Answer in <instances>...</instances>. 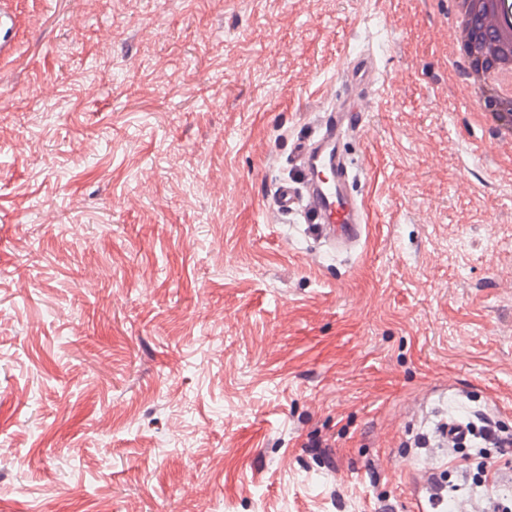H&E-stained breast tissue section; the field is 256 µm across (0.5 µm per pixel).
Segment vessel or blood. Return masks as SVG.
Here are the masks:
<instances>
[{
	"label": "vessel or blood",
	"mask_w": 512,
	"mask_h": 512,
	"mask_svg": "<svg viewBox=\"0 0 512 512\" xmlns=\"http://www.w3.org/2000/svg\"><path fill=\"white\" fill-rule=\"evenodd\" d=\"M16 51L11 15L0 7V61ZM345 87L342 99L328 109L317 128L296 140L291 157L294 176L282 182L275 196L276 213H299L309 235L336 255L354 252L368 228L365 204L352 191L359 173L350 161L344 144L350 138H362L370 126L361 98L372 95L379 79L375 60L354 54L345 58L340 68ZM470 428L463 420H442L436 435L446 443L465 442Z\"/></svg>",
	"instance_id": "1"
}]
</instances>
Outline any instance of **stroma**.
I'll use <instances>...</instances> for the list:
<instances>
[{
	"label": "stroma",
	"mask_w": 512,
	"mask_h": 512,
	"mask_svg": "<svg viewBox=\"0 0 512 512\" xmlns=\"http://www.w3.org/2000/svg\"><path fill=\"white\" fill-rule=\"evenodd\" d=\"M0 63V512H412L440 414L512 431V148L432 0H16ZM383 74L327 254L273 200ZM322 447H315V440ZM444 471V512L512 495ZM470 99L473 104L474 113L477 117L486 120L490 119L495 125L497 135L504 140H512V121L510 115H500L493 112H482L479 97L475 91L471 92Z\"/></svg>",
	"instance_id": "35a3bbf8"
}]
</instances>
